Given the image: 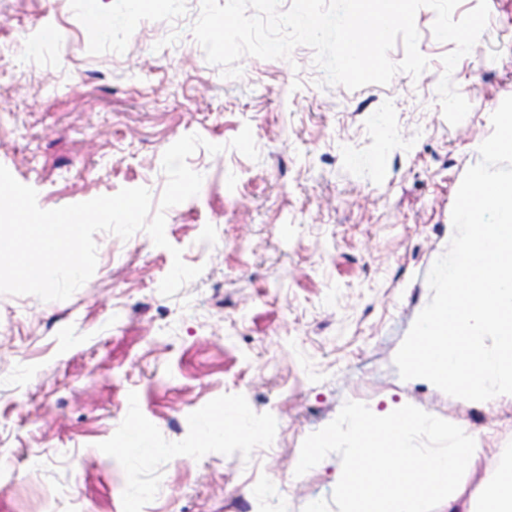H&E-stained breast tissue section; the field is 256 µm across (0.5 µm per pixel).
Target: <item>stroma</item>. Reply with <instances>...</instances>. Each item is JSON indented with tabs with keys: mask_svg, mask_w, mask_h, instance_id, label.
I'll return each mask as SVG.
<instances>
[{
	"mask_svg": "<svg viewBox=\"0 0 512 512\" xmlns=\"http://www.w3.org/2000/svg\"><path fill=\"white\" fill-rule=\"evenodd\" d=\"M104 2L100 37L93 0H0V165L55 209L139 186L160 199L162 155L184 135L224 150L188 158L203 182L166 211L169 248L100 232L69 299L0 294V512H336L348 442L308 453L355 408L465 424L484 454L451 482L473 491L512 454V397L455 398L402 380L394 358L432 296L490 105L512 96V0H488L484 68L467 55L453 70L480 98L455 126L437 94L453 46L430 8L415 18L427 69L350 90L322 85L303 45L224 77L191 32L200 0L151 9L114 49L128 0ZM381 118L399 139L379 138ZM246 126L255 160L229 147ZM174 247L203 272L166 297ZM212 418L224 439L207 446ZM133 423L150 451L125 452ZM266 470L277 481L255 491Z\"/></svg>",
	"mask_w": 512,
	"mask_h": 512,
	"instance_id": "stroma-1",
	"label": "stroma"
}]
</instances>
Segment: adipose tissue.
Returning <instances> with one entry per match:
<instances>
[{"mask_svg":"<svg viewBox=\"0 0 512 512\" xmlns=\"http://www.w3.org/2000/svg\"><path fill=\"white\" fill-rule=\"evenodd\" d=\"M350 420L349 462L336 479L339 512H428L436 500L448 512H512V458L474 495L451 485L452 473L483 453L467 427H449L458 446L424 458L410 437L417 429H434L428 418L405 410L371 415L354 410Z\"/></svg>","mask_w":512,"mask_h":512,"instance_id":"ef3b65f1","label":"adipose tissue"}]
</instances>
